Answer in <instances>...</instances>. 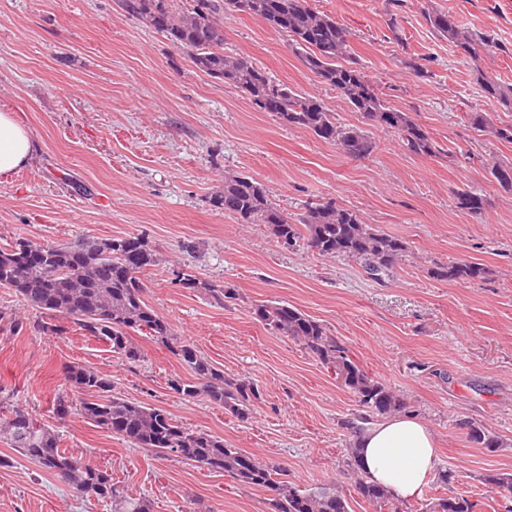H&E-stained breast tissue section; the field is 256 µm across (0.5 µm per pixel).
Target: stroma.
<instances>
[{
    "instance_id": "stroma-1",
    "label": "stroma",
    "mask_w": 512,
    "mask_h": 512,
    "mask_svg": "<svg viewBox=\"0 0 512 512\" xmlns=\"http://www.w3.org/2000/svg\"><path fill=\"white\" fill-rule=\"evenodd\" d=\"M350 33V55L384 93L429 131L435 155H417L397 133L369 125L318 83L287 36L245 13L221 16L224 52L244 56L275 80L315 96L338 121L361 128L374 149L363 159L311 131L284 126L234 85L197 69L186 53L122 0H0V109L20 113L38 150L0 183V247L23 237L63 244L80 236L145 234L157 256L145 299L176 338L193 342L225 376L253 383L254 411L241 420L169 386L188 370L161 343L132 335L131 363L74 324L0 288V310L21 324L0 331V392L34 420L53 426L61 447L108 471L152 512H273L270 494L224 474L132 447L72 414L58 421L53 400L69 392L64 370L107 375L112 393L170 412L184 427L288 470L290 483H336L351 512H377L354 490L343 427L356 397L297 341L257 321L256 304L285 302L342 339L355 360L406 403L438 439V470L403 512L459 494L475 512H506L486 475L512 473V191L492 181L512 163V142L472 127L484 112L512 126V110L486 97L479 79L512 86V0H311ZM452 14L488 44L469 56L439 37L427 16ZM261 182L288 216L312 202L358 211L404 240L392 274L370 279L359 263L277 243L266 225L243 224L213 203L230 175ZM468 189L481 214L456 206ZM454 262L481 264L484 277L449 279ZM199 285L186 288L184 275ZM235 289L220 304L206 285ZM494 434L486 449L470 426ZM0 512H111L42 473L0 436Z\"/></svg>"
}]
</instances>
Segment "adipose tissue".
Instances as JSON below:
<instances>
[{
  "mask_svg": "<svg viewBox=\"0 0 512 512\" xmlns=\"http://www.w3.org/2000/svg\"><path fill=\"white\" fill-rule=\"evenodd\" d=\"M34 150L26 124L15 112H0V183L25 166ZM357 446L368 477L404 500L418 498L435 473L436 437L408 415L367 428Z\"/></svg>",
  "mask_w": 512,
  "mask_h": 512,
  "instance_id": "ef3b65f1",
  "label": "adipose tissue"
}]
</instances>
